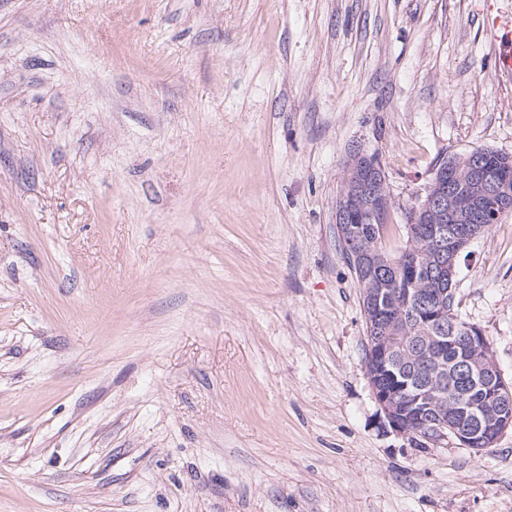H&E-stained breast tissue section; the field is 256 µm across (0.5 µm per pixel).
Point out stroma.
<instances>
[{"label":"stroma","instance_id":"stroma-1","mask_svg":"<svg viewBox=\"0 0 512 512\" xmlns=\"http://www.w3.org/2000/svg\"><path fill=\"white\" fill-rule=\"evenodd\" d=\"M512 0H0V512H512L482 451L386 427L336 224L512 154ZM459 319L512 381V214ZM493 36L498 47V74L509 78L512 76L511 20L497 23Z\"/></svg>","mask_w":512,"mask_h":512}]
</instances>
